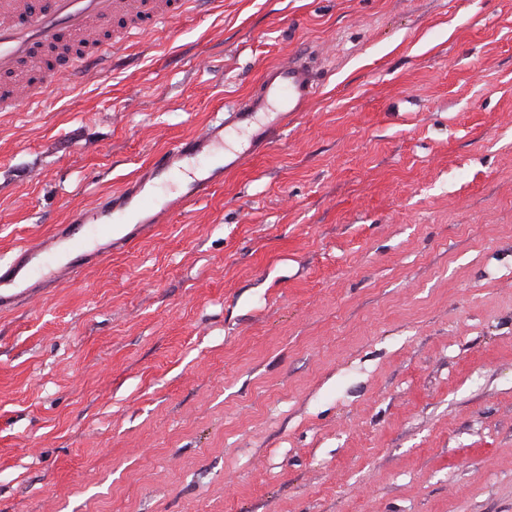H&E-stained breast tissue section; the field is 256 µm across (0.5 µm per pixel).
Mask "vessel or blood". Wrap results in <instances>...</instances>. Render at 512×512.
I'll use <instances>...</instances> for the list:
<instances>
[{"label": "vessel or blood", "mask_w": 512, "mask_h": 512, "mask_svg": "<svg viewBox=\"0 0 512 512\" xmlns=\"http://www.w3.org/2000/svg\"><path fill=\"white\" fill-rule=\"evenodd\" d=\"M214 2L0 0V74L18 76L0 87V112L48 102L55 75L46 58L83 78L93 65L125 53L132 32L152 30L190 11L207 13ZM318 91L319 79L309 66L286 61L270 67L255 89L229 108L227 118L170 145L121 189L0 263V312L36 302L48 288L73 281L209 196L225 177L279 144L290 120Z\"/></svg>", "instance_id": "vessel-or-blood-1"}]
</instances>
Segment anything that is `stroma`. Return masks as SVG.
<instances>
[{"label":"stroma","instance_id":"obj_1","mask_svg":"<svg viewBox=\"0 0 512 512\" xmlns=\"http://www.w3.org/2000/svg\"><path fill=\"white\" fill-rule=\"evenodd\" d=\"M281 144L0 314V512H512V0H223L0 112V261L222 118Z\"/></svg>","mask_w":512,"mask_h":512}]
</instances>
